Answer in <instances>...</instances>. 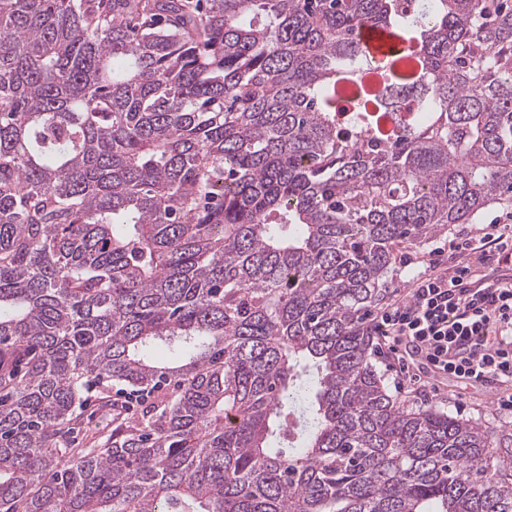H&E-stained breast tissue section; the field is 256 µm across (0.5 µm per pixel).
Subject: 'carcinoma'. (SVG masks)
Returning <instances> with one entry per match:
<instances>
[{
	"mask_svg": "<svg viewBox=\"0 0 512 512\" xmlns=\"http://www.w3.org/2000/svg\"><path fill=\"white\" fill-rule=\"evenodd\" d=\"M509 203L512 0H0V512H512L368 320Z\"/></svg>",
	"mask_w": 512,
	"mask_h": 512,
	"instance_id": "obj_1",
	"label": "carcinoma"
}]
</instances>
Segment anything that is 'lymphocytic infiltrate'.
<instances>
[{"label":"lymphocytic infiltrate","mask_w":512,"mask_h":512,"mask_svg":"<svg viewBox=\"0 0 512 512\" xmlns=\"http://www.w3.org/2000/svg\"><path fill=\"white\" fill-rule=\"evenodd\" d=\"M512 216L487 224L480 239L456 236L435 249L405 297L375 318L391 347L405 344L434 372L471 385L512 382Z\"/></svg>","instance_id":"f902f5d3"}]
</instances>
